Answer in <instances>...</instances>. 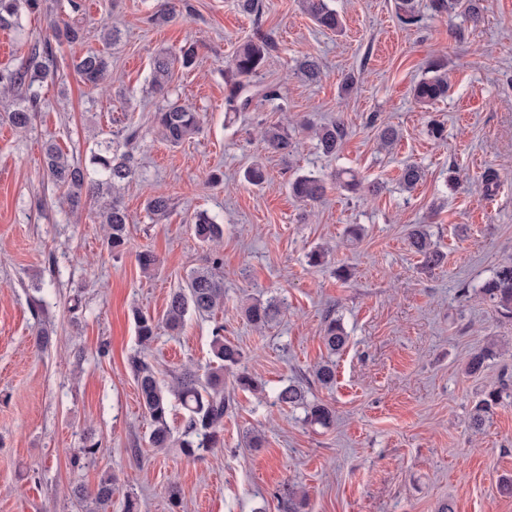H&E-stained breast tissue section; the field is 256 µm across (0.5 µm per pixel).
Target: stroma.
<instances>
[{"label": "stroma", "mask_w": 512, "mask_h": 512, "mask_svg": "<svg viewBox=\"0 0 512 512\" xmlns=\"http://www.w3.org/2000/svg\"><path fill=\"white\" fill-rule=\"evenodd\" d=\"M166 1L175 15L156 21ZM259 2L247 15L238 0H85L76 16L68 0H42L22 12L20 28H0L4 72L21 67L50 24L83 29L80 42L54 44L26 131L11 126L14 99L0 94V512H86L72 486L94 488L107 474L119 486L107 512H124L129 495L138 512H172L173 486L179 512H286L292 494L299 512H512V495L501 491L512 481V399L483 426L471 414L481 393L512 382V319L477 292L512 262V0H484L476 23L418 0L410 26L397 18L398 0H331L340 34L319 28L299 0ZM108 27L119 41L105 42ZM259 34L274 47L250 80L255 96L248 110L228 111L224 69ZM188 41L195 66L175 69L167 93L155 92L153 58ZM90 51L112 61L99 88L71 65ZM306 56L321 66L318 82L296 71ZM435 60L450 89L423 107L412 89ZM350 73L357 80L343 88ZM268 85L280 86L281 99L262 98ZM176 100L198 112L200 129L170 146L153 116ZM334 121L346 136L327 156L310 129ZM378 121L398 130L393 149L380 146ZM431 121L443 124V142L428 137ZM274 123L296 138L292 157L261 141L260 127ZM108 139L129 140L135 170L119 192L130 238L119 254L107 247L97 206L72 213L44 166L46 142L85 163ZM256 162L268 176L261 188L243 179ZM407 163L424 174L410 192L399 184ZM342 168L381 191L348 193L334 179ZM490 171L497 185L488 191ZM297 173L324 180L320 201L289 195ZM157 192L171 199L160 218L146 209ZM202 212L224 226L218 248L193 234ZM352 224L363 229L359 239L345 235ZM411 224L426 225L444 255L439 266L423 267L410 250ZM318 246L327 263L309 266ZM144 249L160 260L149 275L137 261ZM217 256L223 310L189 313L181 330L159 328L141 346L134 311L161 317L170 293ZM272 297L283 301L281 314L253 328L243 308ZM330 313L348 334L336 353L323 342ZM219 325L254 390L225 372L233 403L224 444L203 459L151 448L130 357H144L164 385L186 368L206 375ZM492 342L499 356L467 374L469 354ZM326 361L336 371L328 388L313 377ZM291 383L308 403L328 404L333 422L275 404ZM89 439L100 445L94 460L73 466Z\"/></svg>", "instance_id": "stroma-1"}]
</instances>
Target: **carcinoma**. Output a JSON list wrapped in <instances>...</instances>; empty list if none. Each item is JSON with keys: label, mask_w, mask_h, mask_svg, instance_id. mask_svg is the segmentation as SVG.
<instances>
[{"label": "carcinoma", "mask_w": 512, "mask_h": 512, "mask_svg": "<svg viewBox=\"0 0 512 512\" xmlns=\"http://www.w3.org/2000/svg\"><path fill=\"white\" fill-rule=\"evenodd\" d=\"M41 7V0H0V27H11L18 23L21 11H35ZM305 13L322 28L337 31L342 21L327 0H301ZM430 9L436 14H444L460 9L471 20L477 21L483 9L482 0H430ZM400 21L413 25L418 21L414 0H399ZM274 46L273 41L264 36L240 44L229 65L227 84L229 92L227 102L229 110L242 112L247 110L252 95L247 79L256 76L266 57ZM197 47L187 43L181 47L178 56L160 54L155 57L151 76L152 88L163 93L172 79V67L178 62L184 68L194 65ZM53 61L52 43L45 39L41 46L32 50L24 65L16 71L0 74V88L18 92L14 109L8 113L9 122L18 130L24 131L31 122V113L38 103L34 85L47 78L50 62ZM77 73L89 84H101L110 70L108 58L97 52H88L74 61ZM298 71L307 80L313 82L321 78L320 66L312 57L298 62ZM431 77L421 79L413 88L414 99L427 105L448 94V77L441 72V64L433 62L429 66ZM159 134L172 146L181 144L196 132L199 124L198 113L190 108L171 102L159 109L154 116ZM319 149L326 155L336 154L345 137L341 123L315 127L312 129ZM377 137L384 147L393 146L399 138L396 128L389 124L377 127ZM263 140L268 147L284 156L296 152L298 142L294 141L288 129L272 124L264 128ZM45 170L51 182L62 192L70 208L77 212L89 199L99 204L100 223L103 224L107 242L113 252L125 250L129 243L127 224L128 214L122 206L116 189L129 181L134 175L130 154L122 150V144L112 140L99 144L97 151L90 157V165L84 166L68 156L59 146L48 143L44 147ZM423 178L421 169L415 165H405L400 174L401 187L410 192ZM336 181L343 189L354 193H364L368 187L351 170L336 173ZM289 190L300 202H315L324 194L322 180L312 174L300 175L289 182ZM171 203L168 196L157 193L146 202L147 210L159 216L168 213ZM196 238L203 243H213L224 235V227L206 214L196 216L193 224ZM408 244L420 257L424 266L431 268L439 265L443 255L430 239L427 230L420 224L411 227L408 232ZM223 260L217 256L213 266L207 271H193L187 278L186 286L177 288L169 295L163 315L165 325L175 330L181 327L189 311L211 313L224 307V275L221 274ZM480 294L494 303L498 314L512 319V263L499 266L492 277L479 286ZM280 312V306L269 301H259L244 309L247 321L256 329H263ZM136 333L143 345L150 344L157 335L159 323L154 317L141 312L134 313ZM215 328L212 340V352L215 366L211 368L206 380H200L196 372L186 370L176 376L172 383L163 386L156 378L154 369L139 357L131 358V367L135 375L141 404L150 420V443L154 448H176L180 454L192 459H201L204 453L224 443V413L230 407V400L224 396V369L240 364L242 352L237 346L224 341L220 331ZM347 335L340 320L328 315L325 317L323 340L331 352L343 348ZM496 356L495 346L490 344L473 354L467 360L466 370L475 375L481 372L488 360ZM314 380L323 387L334 383L335 370L330 362L318 365L314 371ZM512 396L507 385L483 394L473 407L474 425L482 426L494 414L502 401ZM176 399L186 410L185 423L179 437H174L168 418L171 411V399ZM275 401L281 406L302 407L307 418L322 426L329 425L334 418L332 409L323 403L308 404L304 390L289 384L279 390ZM116 488L112 476L102 477L92 490L77 484L72 494L78 500L91 501L97 508L112 502Z\"/></svg>", "instance_id": "carcinoma-1"}]
</instances>
